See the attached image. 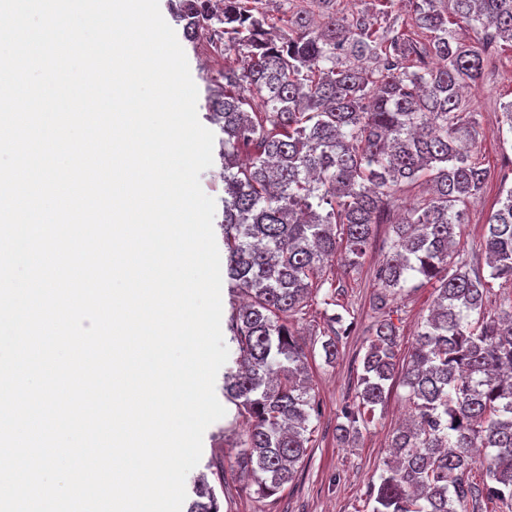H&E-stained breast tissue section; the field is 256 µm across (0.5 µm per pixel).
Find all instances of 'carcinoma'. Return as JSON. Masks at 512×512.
Here are the masks:
<instances>
[{
    "label": "carcinoma",
    "instance_id": "cac0c4a2",
    "mask_svg": "<svg viewBox=\"0 0 512 512\" xmlns=\"http://www.w3.org/2000/svg\"><path fill=\"white\" fill-rule=\"evenodd\" d=\"M332 2L290 6L280 27L261 0L176 4L188 37L224 47V276L248 299L228 319L243 365L224 373V397L247 425L236 466L261 498L295 478L318 402L293 322L325 285L328 260L359 268L375 225L425 181L430 194L392 225L372 308L416 279L435 284L434 305L405 354L392 318L377 317L336 432L359 435L398 385L411 419L371 484L372 512H480L476 467L486 496L512 512V294L486 312L492 282L512 283V187L485 224L488 272L457 250L461 205L488 177L463 91L479 88L486 41L512 43V0H414L409 33ZM458 23L481 39L461 41L449 28ZM348 312L328 315L329 363ZM196 496L188 512H221L206 483Z\"/></svg>",
    "mask_w": 512,
    "mask_h": 512
}]
</instances>
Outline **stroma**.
Returning a JSON list of instances; mask_svg holds the SVG:
<instances>
[{
  "label": "stroma",
  "mask_w": 512,
  "mask_h": 512,
  "mask_svg": "<svg viewBox=\"0 0 512 512\" xmlns=\"http://www.w3.org/2000/svg\"><path fill=\"white\" fill-rule=\"evenodd\" d=\"M182 47L198 89V118L215 136L213 163L201 173L200 184L217 204L213 229L216 240L220 241L224 238V131L212 103L224 95V84L218 79L224 71V54L205 42L186 40ZM509 100H512V45L501 42L485 69L480 89L465 96L479 132L477 149L488 170L484 192L467 206L461 237L463 249L473 257L482 254L484 224L501 188L512 186V145L503 142L499 131L500 105ZM391 235L390 225H376L368 256L358 272L346 276L336 266L326 270L328 279L339 288L340 303L353 309L356 317L349 336L342 339L341 355L336 363H326L320 348L326 329L320 306L309 303L305 316L297 323L298 330L311 345L308 362L321 414L310 421L314 444L295 479L275 495L260 499L237 471L232 470L236 435L230 430L235 417V408L230 405L225 416L204 433L200 462L186 478L187 493H194L198 479L204 477L214 488L223 512H371L368 499L371 480L380 473L389 453L392 432L407 411L403 388L393 389L384 412L352 442L339 440L336 423L341 408L354 398L366 330L372 321L370 303L379 292L374 270L389 249ZM433 299V288L425 286L405 289L397 298L388 300L387 308L400 327L401 346H410L414 328L428 315Z\"/></svg>",
  "instance_id": "35a3bbf8"
}]
</instances>
